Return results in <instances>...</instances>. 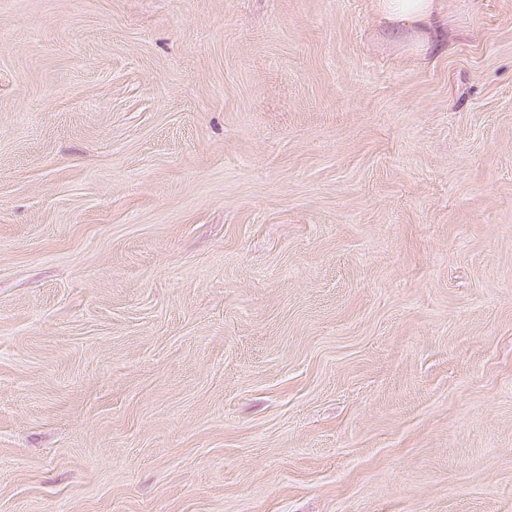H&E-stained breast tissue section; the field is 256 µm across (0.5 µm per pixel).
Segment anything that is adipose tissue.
<instances>
[{
	"label": "adipose tissue",
	"instance_id": "ef3b65f1",
	"mask_svg": "<svg viewBox=\"0 0 512 512\" xmlns=\"http://www.w3.org/2000/svg\"><path fill=\"white\" fill-rule=\"evenodd\" d=\"M372 6L393 37L412 36L421 45L434 29L441 11L440 0H373Z\"/></svg>",
	"mask_w": 512,
	"mask_h": 512
}]
</instances>
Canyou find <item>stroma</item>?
I'll return each instance as SVG.
<instances>
[{
    "mask_svg": "<svg viewBox=\"0 0 512 512\" xmlns=\"http://www.w3.org/2000/svg\"><path fill=\"white\" fill-rule=\"evenodd\" d=\"M0 0V512H512V0ZM378 20L386 25L395 38L414 36L425 44L437 24L441 11L440 0H372Z\"/></svg>",
    "mask_w": 512,
    "mask_h": 512,
    "instance_id": "1",
    "label": "stroma"
}]
</instances>
